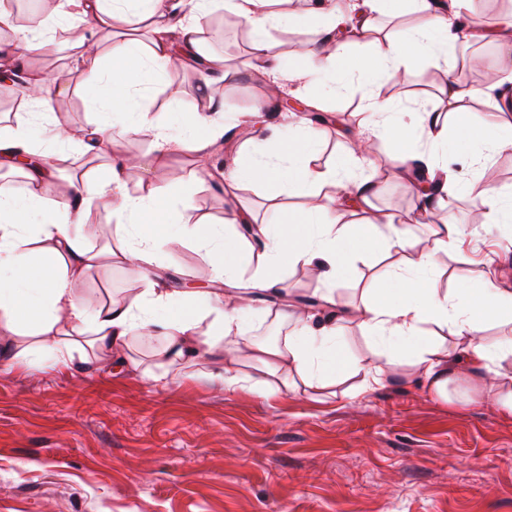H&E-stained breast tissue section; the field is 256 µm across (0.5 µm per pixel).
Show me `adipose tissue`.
<instances>
[{
  "mask_svg": "<svg viewBox=\"0 0 512 512\" xmlns=\"http://www.w3.org/2000/svg\"><path fill=\"white\" fill-rule=\"evenodd\" d=\"M76 16L99 22L122 23L124 32L112 42V66L102 69L100 46L86 38L76 41L80 60L97 78L86 93L102 119L94 129L67 132L65 141L84 143L87 151L104 152L112 144L107 131L115 113H134L124 130L151 134L160 149L211 152L224 136L213 115L197 116L184 131L173 132L150 118L137 98L146 86L159 81L168 68L185 59L202 63L205 84L226 81L231 73L222 55L205 50L200 39L202 17L219 9L223 0H67ZM280 0H233L234 8L251 26L249 52L253 59L268 60V25L295 26L300 16L317 11L326 33L320 46L304 48L296 78L321 74L329 93L350 81L364 90L365 109L374 120L371 135L390 140L395 149L383 165L394 173L415 166L425 167L429 180L448 184L452 175L432 152L418 146V137L429 145L466 140L477 151H512V122L504 120L488 127L475 125L463 102L477 96L474 88L448 82L445 113H418L414 125L403 123L390 100L374 90L381 74L396 75L402 67L424 58L447 57L461 37L499 42L505 61L512 63V20L490 27L470 21L466 29L453 24V17L466 16L469 0H449L448 12H440L433 0H414L421 15L418 26L398 37H378L369 55L352 56L351 34H370L372 15L379 0H358L353 10L337 8L333 0H299L294 13L282 12ZM323 132L306 121L290 144L274 139L271 152L254 157L244 169H230L231 182L250 181L288 188L299 193L330 186L336 193L335 208L321 207L304 212L294 221L254 225L248 214L232 213L224 227L183 226L173 239L162 237L158 202L167 200L173 184L154 185L148 197L128 194L124 173L127 158L112 156L105 182L85 180L65 201L46 203L43 190L48 172L28 168L25 191L0 187V343L13 347V359L30 367L45 361L67 365L73 351L93 344L101 350H121L131 338H163L165 347L158 362L141 367L144 379L164 388L179 381L185 366L209 355L223 359V369L206 372L208 381L229 390L242 389L267 396L274 385L291 389L296 383L326 387L362 375V383L350 389L358 397L385 386L392 368L403 354H410L419 385L444 400L461 398L491 404L498 414L512 418V336L487 340L489 324L512 322V281L496 270L481 273L460 299L442 293L435 284L443 253L465 254L470 241L454 222L438 226L429 242L409 235L394 216L375 210V189L369 178L351 175V166L361 165L354 157L351 166L323 169L317 166V148ZM484 216L493 222L512 221V193L475 182L461 184ZM120 213L127 222L120 227L123 243L114 250V260L157 267L160 248L166 243H195L206 250L213 275L208 287L188 289L185 302L175 304L161 276L147 279L140 296L124 305L92 307L84 303L78 285L95 259L78 236L90 204ZM365 212L363 223L347 226L339 221L340 211ZM249 232H242V225ZM401 261L390 262L391 253ZM378 254L386 265L373 278L366 293L368 302L342 310L338 285L344 271L359 256ZM314 268L322 283L318 311H285L289 322L283 344L250 343V371L240 374L234 353L246 340L244 317L250 295L271 292L278 286L283 266ZM207 300L213 316L210 335L199 332L201 316L196 298ZM357 319L370 333L373 345L385 354L381 364L352 362L345 356L341 339L346 320ZM447 329L454 341L443 344L425 335V324Z\"/></svg>",
  "mask_w": 512,
  "mask_h": 512,
  "instance_id": "1",
  "label": "adipose tissue"
}]
</instances>
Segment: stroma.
I'll list each match as a JSON object with an SVG mask.
<instances>
[{"label":"stroma","mask_w":512,"mask_h":512,"mask_svg":"<svg viewBox=\"0 0 512 512\" xmlns=\"http://www.w3.org/2000/svg\"><path fill=\"white\" fill-rule=\"evenodd\" d=\"M219 15L223 30L209 33L203 45L224 55L232 78L208 86L193 65L169 69L143 92L152 117L180 112L189 118L219 99L230 129L237 113L267 100L276 85L285 97L315 101L319 76L301 81L289 73L299 62L300 44H317L320 28L308 22L270 29V52L287 71L277 84L250 57L252 31L245 20L225 8ZM88 31L104 56H111V27L76 21L57 30L44 51L21 60L28 77L48 70L62 77L61 87L49 91L54 111L32 128L46 159L62 161L47 188L50 200L65 197L71 181L106 178L107 157L48 134L98 121L84 95L91 75L74 46ZM483 57L498 67L500 84L491 96L465 102L480 125L499 120L492 100L512 98V68L501 66L500 48L485 44ZM459 59L455 52L444 63L379 77L376 88L401 112L443 110L444 77L457 70ZM322 111L329 120L319 163L326 167L346 161L368 128L358 88L328 98ZM127 121L124 114L112 119L113 153L156 162L148 170H127L128 192L145 195L152 183L180 180L163 210L169 228L177 227L187 203L195 217L215 225L234 210L262 224L276 209L293 220L310 204L330 203L325 190L310 198L272 186L228 185L234 158L227 153L207 158L183 151L157 158L154 138L124 133ZM443 161L456 179L512 186V152L478 162L463 147L445 153ZM365 173L379 189L375 206L418 238L430 237L449 218L470 232L471 253L441 257L437 286L449 295L512 247V223L485 224L472 200L455 189L444 191V207L421 216L410 180L396 179L377 164ZM86 222L89 250L119 247L118 215L95 206ZM161 264L165 286L177 298L185 288L207 286L212 276L203 252L191 245L164 248ZM144 286L137 266L104 259L85 273L81 294L98 305L123 304ZM279 311L261 294L246 321L250 338L284 340L288 324ZM213 366L204 358L177 383L158 389L132 367L90 348L74 353L64 370L0 364V512H512V420L479 402L430 395L410 380L411 365L399 367L396 383L357 398L345 396L342 383L331 392L298 389L267 398L231 391L200 379Z\"/></svg>","instance_id":"stroma-1"}]
</instances>
